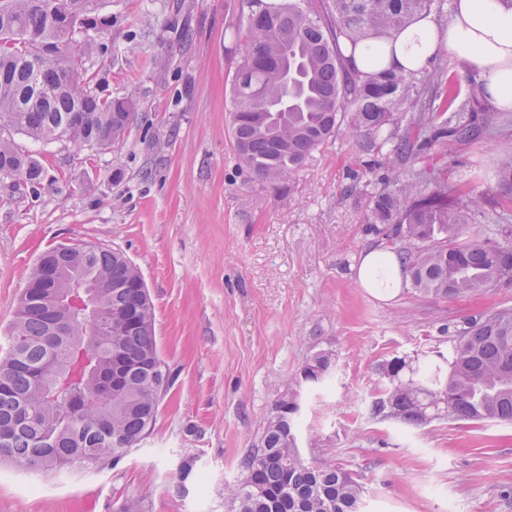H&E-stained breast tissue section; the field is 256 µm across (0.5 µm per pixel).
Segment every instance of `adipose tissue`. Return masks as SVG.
<instances>
[{
    "mask_svg": "<svg viewBox=\"0 0 512 512\" xmlns=\"http://www.w3.org/2000/svg\"><path fill=\"white\" fill-rule=\"evenodd\" d=\"M442 54L475 75L491 102L512 109V6L502 0H453L448 24L424 14L395 39L358 44L346 56L368 75L383 66L418 73Z\"/></svg>",
    "mask_w": 512,
    "mask_h": 512,
    "instance_id": "1",
    "label": "adipose tissue"
}]
</instances>
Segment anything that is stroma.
Returning <instances> with one entry per match:
<instances>
[{
  "label": "stroma",
  "mask_w": 512,
  "mask_h": 512,
  "mask_svg": "<svg viewBox=\"0 0 512 512\" xmlns=\"http://www.w3.org/2000/svg\"><path fill=\"white\" fill-rule=\"evenodd\" d=\"M249 0H102L109 51L89 72L131 97L123 140L74 149L11 138L42 164L41 183L0 174V357L39 256L95 244L138 268L155 308L158 350L173 384L157 421L117 464L33 477L0 464V512H232L227 494L276 401L296 394L298 447L363 487L361 512H512V423L442 417L417 427L372 415L378 366L447 353L457 330L512 305V286L439 300L409 281L365 288L371 249L402 240L370 223L367 196L387 157L337 136L271 183L237 160L230 131L236 37ZM499 142L480 138L450 160L449 181L480 166L482 229ZM319 386L295 377L315 355Z\"/></svg>",
  "instance_id": "stroma-1"
}]
</instances>
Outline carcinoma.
<instances>
[{
  "label": "carcinoma",
  "instance_id": "1",
  "mask_svg": "<svg viewBox=\"0 0 512 512\" xmlns=\"http://www.w3.org/2000/svg\"><path fill=\"white\" fill-rule=\"evenodd\" d=\"M55 0H0V9L18 12L28 29L60 43L75 71L69 89L49 103L16 105V93H31L30 74L18 67L30 48L0 28V65L12 63L11 86L0 84V128L9 127L41 143L66 140L81 147L95 138L108 145L125 136L123 120L133 108L124 98L103 94L88 74L89 55L102 50L90 40L68 37L52 22ZM447 0H327L325 11L309 12L299 4L270 3L248 18L237 39L244 44L239 69L249 73L232 79L234 109L231 130L239 160L270 182L299 169L306 159L339 132L363 139L367 151L394 158L421 156L422 166L410 175L392 170L386 186L368 195L372 223L390 224L410 247L398 254L401 271L413 289L434 299L478 295L497 285L512 284V228L496 227L494 235L473 231L469 224L481 169L449 184L441 164L454 157L456 145L476 136L502 133L512 115L487 112L474 92L462 85L450 63L423 77L430 95L419 99L416 86L393 67L373 75L351 71L339 39L352 45L390 38L422 12L442 13ZM288 16V48L271 37V14ZM418 109L401 130L390 128L392 116ZM72 112L84 119L64 127ZM23 155L0 136V170ZM25 156V155H23ZM25 178L37 188L42 166L30 155ZM497 201L512 212V140L496 162ZM58 276L79 286L86 304L76 307L58 297L20 302L7 355L0 359V460L24 465L48 454L90 456L104 464L120 460L155 424L160 397L159 358L152 304L130 284L141 278L120 252L101 246H75ZM125 309L140 311L142 328H115L112 345L134 367L127 391L112 403L94 400L95 374L110 364L109 349L71 371L80 337L94 314ZM55 320L61 336L49 332ZM446 366L428 363L415 368L411 382L397 377L398 363L380 366L382 396L371 408L375 416L420 426L425 417L419 402L445 395L450 418L512 423V307H496L465 322L453 336ZM50 366L40 380L31 371ZM280 399L267 420L260 444L244 463L242 481L230 490L236 512H359L363 493L351 473L330 463L309 462L290 444L296 419L282 412ZM263 485L266 498H254L250 484Z\"/></svg>",
  "mask_w": 512,
  "mask_h": 512
}]
</instances>
